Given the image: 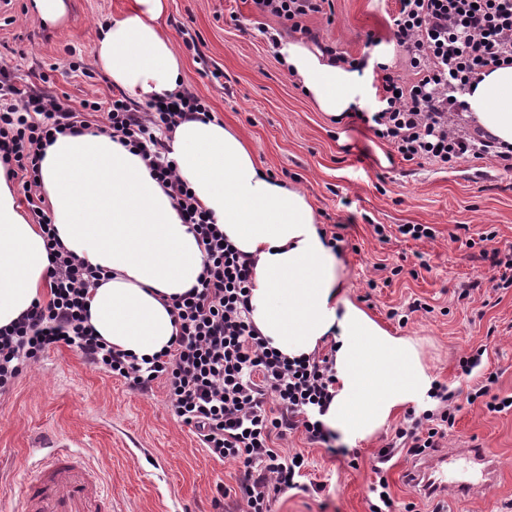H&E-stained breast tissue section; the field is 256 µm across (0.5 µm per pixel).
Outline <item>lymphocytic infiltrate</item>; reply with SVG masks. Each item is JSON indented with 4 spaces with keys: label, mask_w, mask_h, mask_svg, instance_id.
Here are the masks:
<instances>
[{
    "label": "lymphocytic infiltrate",
    "mask_w": 512,
    "mask_h": 512,
    "mask_svg": "<svg viewBox=\"0 0 512 512\" xmlns=\"http://www.w3.org/2000/svg\"><path fill=\"white\" fill-rule=\"evenodd\" d=\"M326 0H253L259 14L279 19L284 30L301 32L303 18L322 12ZM391 41L412 71L405 81L388 64H378L381 110L365 117L374 137L407 162L448 169L468 159L512 171V153L499 151L481 127L460 122L471 83L487 67L512 62V0H396ZM17 64L0 58V165L23 188L30 223L39 226L49 256V299L0 328V396L53 348L74 349L97 369L123 377L136 391L162 383L174 417L196 435L208 456L238 465L237 495L243 512H272L291 490L308 491L305 463L275 443L301 433L312 444L330 445L335 432L323 423L336 388L333 351L299 359L276 353L253 325L250 300L254 267L249 256L226 243L211 213L191 195L169 157L171 134L189 120H213L210 105L195 93L138 102L121 95L73 103L33 85L16 83ZM140 156L172 199L183 223L203 248V270L189 291L173 297L175 339L165 353L145 359L117 350L88 324L90 288L103 280L61 244L51 209L40 192L39 165L60 136L89 129ZM484 349L459 361L474 377L467 401L486 399L489 411L511 409L491 395L496 382L485 372ZM434 408L408 412L377 453L368 512H398L391 501L388 465L400 454L416 460L443 447L460 410L457 395L435 384Z\"/></svg>",
    "instance_id": "obj_1"
}]
</instances>
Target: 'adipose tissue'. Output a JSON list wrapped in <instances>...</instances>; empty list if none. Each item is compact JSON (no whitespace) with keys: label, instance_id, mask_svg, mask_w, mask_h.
<instances>
[{"label":"adipose tissue","instance_id":"1","mask_svg":"<svg viewBox=\"0 0 512 512\" xmlns=\"http://www.w3.org/2000/svg\"><path fill=\"white\" fill-rule=\"evenodd\" d=\"M164 0H133L104 27L95 60L114 87L145 101L182 89V62L159 25ZM278 53L319 110L351 111L358 71L315 48L281 41ZM465 119L512 146V65L484 71L467 92ZM178 174L225 237L255 265L251 319L272 347L299 358L334 344L336 392L323 423L355 442L372 437L399 407L427 397L433 379L417 342L392 335L342 294L336 254L305 192L273 178L223 121L190 120L173 133ZM41 192L63 246L109 278L91 289L89 323L137 357L168 349L175 327L164 300L196 284L203 252L140 156L96 130L61 136L41 163ZM48 253L0 173V327L40 299Z\"/></svg>","mask_w":512,"mask_h":512}]
</instances>
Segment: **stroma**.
<instances>
[{
  "instance_id": "stroma-1",
  "label": "stroma",
  "mask_w": 512,
  "mask_h": 512,
  "mask_svg": "<svg viewBox=\"0 0 512 512\" xmlns=\"http://www.w3.org/2000/svg\"><path fill=\"white\" fill-rule=\"evenodd\" d=\"M65 2V17L48 26L30 16L29 0L0 9V56L14 59L23 83H48L73 101L112 96L115 87L95 67L97 30L132 0ZM395 10V0H332L330 11L303 21L320 41L371 60L361 72L357 116L340 121L319 112L288 74L262 34L280 22L260 15L252 0H168L162 25L183 60L185 87L241 135L269 174L307 193L323 229L343 225L337 256L346 296L393 334L415 339L434 380L468 390L458 361L483 345L487 367L498 375L495 392L512 393V288L493 289L495 271L481 258L483 250L512 246V172L485 160L448 169L404 161L358 118L381 107L373 61L412 76L390 41ZM74 53L92 77L70 72ZM214 69L221 80L211 78ZM377 224L390 239L379 241ZM401 224L431 225L436 236L404 238ZM486 231L495 232L494 241H481ZM396 266L400 275L387 277L386 268ZM477 277L479 290L459 299L460 285ZM415 298L434 313L412 314L399 326L391 311ZM404 416L397 411L377 435L349 445L345 457L298 433L281 441L283 452L304 455L308 477L321 489L289 491L274 512H368L375 455ZM58 443L98 473L121 512H216L214 498L234 486L238 470L207 456L172 416L162 385L138 393L66 347L51 349L0 398V512H18L27 474ZM470 444L496 461L498 478L491 489L449 502L450 512H512V411L463 404L445 445Z\"/></svg>"
}]
</instances>
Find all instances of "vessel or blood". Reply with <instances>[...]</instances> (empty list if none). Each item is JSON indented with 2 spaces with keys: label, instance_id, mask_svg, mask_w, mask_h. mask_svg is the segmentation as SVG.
<instances>
[{
  "label": "vessel or blood",
  "instance_id": "1",
  "mask_svg": "<svg viewBox=\"0 0 512 512\" xmlns=\"http://www.w3.org/2000/svg\"><path fill=\"white\" fill-rule=\"evenodd\" d=\"M418 472L436 493L461 500L474 490L491 487L497 469L476 446L452 448L422 463ZM22 512H112V497L102 481L73 454L61 451L29 475L23 489Z\"/></svg>",
  "mask_w": 512,
  "mask_h": 512
}]
</instances>
